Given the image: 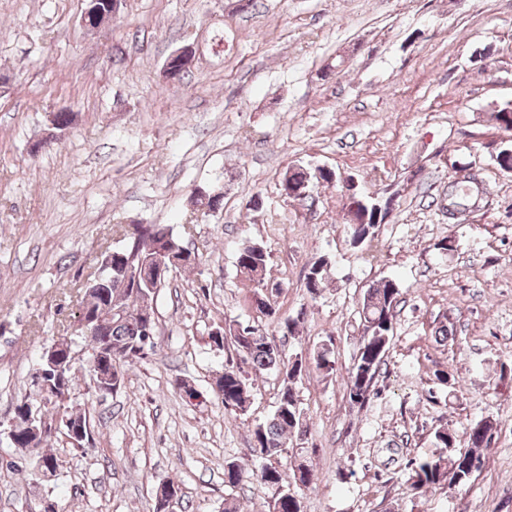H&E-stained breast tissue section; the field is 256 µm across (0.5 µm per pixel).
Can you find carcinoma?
Here are the masks:
<instances>
[{"label": "carcinoma", "instance_id": "obj_1", "mask_svg": "<svg viewBox=\"0 0 512 512\" xmlns=\"http://www.w3.org/2000/svg\"><path fill=\"white\" fill-rule=\"evenodd\" d=\"M492 157L505 173H512V143H502L494 148ZM336 178L334 171L322 169L311 172L301 166L286 169L281 178L280 191L304 183L313 187L320 181L330 182ZM390 214V209L376 211L372 207L356 205L351 220L356 222L350 228L351 244L367 253L372 252L376 229ZM183 245L181 238L162 224H141L125 243L112 250V268L105 278H89L82 284L81 298L94 299L97 291L104 290L111 305L112 314L105 323L96 328L94 336L88 338L78 327L79 318H74L69 331L60 335L70 339L71 346L84 343L90 346L89 358L96 351L103 350V359L112 367V392H118L124 385L123 368L130 367L144 358L155 347L154 333L156 323L148 324L139 315L138 310L150 306L156 300L167 280H155L154 269L159 265H171L170 257L182 260V268L194 266L200 259L199 251L193 249L183 253L177 247ZM271 256L260 244L244 243L236 255V266L240 274L253 285L251 308L259 316L276 324L278 331L285 336L298 333L299 318L283 317L276 308L278 291H267L269 281L266 278L267 266ZM317 270L310 269L305 277L304 286L311 298H316L324 289L328 263L319 261ZM140 269L145 276L134 287L125 288L124 272L128 268ZM400 288L396 280L385 277L368 288L363 296L359 311L363 330L370 332V343L364 346L357 361L348 372L346 390L350 400L360 396L359 405L371 399L376 379L385 364L386 353L390 348L394 333L389 325L396 320V308L399 302ZM224 335L208 336V344L216 349L230 346L242 355L245 362L256 372L275 371L282 376V387L278 393L274 413L252 429L250 451L263 464L258 469L245 470L236 463L224 468V486L230 491L255 480L271 492L270 512H300V501L285 489V469L288 468L286 448L293 442L307 437L310 429L309 419L300 407L294 384L303 374L315 367L319 373L329 378L335 372V359L332 356V343H323L313 351L309 361L298 357L291 360L275 342L273 335L261 324H243L237 320H226L223 324ZM224 385L217 398L224 404V410L243 413L250 400L249 378L240 370L232 367L222 373ZM493 423L485 418L470 423L464 430V439L445 428L434 431L433 444L438 451L426 456L414 458L407 466V481L416 492H425L436 486L449 488L464 486L471 482L476 474L473 461L483 462L478 452L489 446ZM68 441L60 432L38 433L21 430L14 434L10 445L16 453V460L6 464L9 469H20L25 464L30 475L37 478L49 467L58 469V457L53 446L65 447ZM306 449H295L294 474L299 476L300 486L309 488L313 484L312 471L305 463Z\"/></svg>", "mask_w": 512, "mask_h": 512}]
</instances>
